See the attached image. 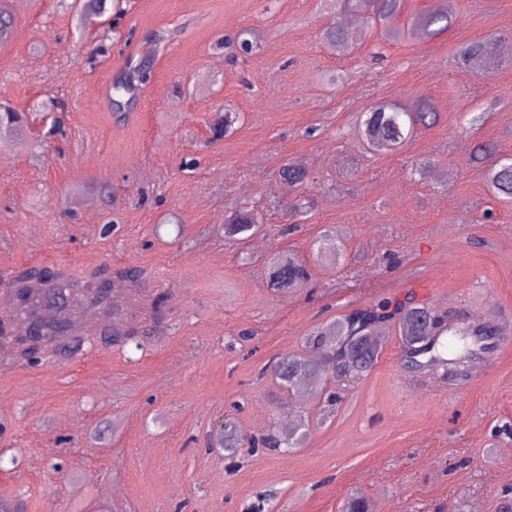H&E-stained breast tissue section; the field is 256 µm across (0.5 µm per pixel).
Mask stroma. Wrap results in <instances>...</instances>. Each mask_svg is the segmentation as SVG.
Masks as SVG:
<instances>
[{"mask_svg":"<svg viewBox=\"0 0 512 512\" xmlns=\"http://www.w3.org/2000/svg\"><path fill=\"white\" fill-rule=\"evenodd\" d=\"M8 3L0 105L29 125L0 154V279L48 269L82 288L133 268L140 285L112 305L129 337L85 306L78 353L0 359V499L24 512H341L358 494L373 512H512V204L470 161L483 142L512 157V0H449L455 22L428 42L358 25L344 56L320 37L333 19L321 0H127L90 24L74 0ZM246 27L263 35L257 54L220 47ZM481 39L497 50L488 78L456 55ZM130 55L152 79L119 111L108 95ZM421 95L439 123L367 153L360 113ZM228 108L241 120L213 138ZM57 119L64 135L50 133ZM288 162L308 189L287 187ZM304 192L310 215L282 210ZM244 204L268 231L225 237ZM281 250L309 265L307 285L268 288ZM408 296L490 313L488 371L447 388L404 370L392 335L327 421L319 397L265 373L314 327ZM299 411L311 426L288 454L231 461L211 445L221 417L248 437L256 416L276 427Z\"/></svg>","mask_w":512,"mask_h":512,"instance_id":"35a3bbf8","label":"stroma"}]
</instances>
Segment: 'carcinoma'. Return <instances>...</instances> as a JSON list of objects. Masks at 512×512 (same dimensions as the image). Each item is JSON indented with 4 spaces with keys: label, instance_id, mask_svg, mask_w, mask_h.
<instances>
[{
    "label": "carcinoma",
    "instance_id": "1",
    "mask_svg": "<svg viewBox=\"0 0 512 512\" xmlns=\"http://www.w3.org/2000/svg\"><path fill=\"white\" fill-rule=\"evenodd\" d=\"M336 13L361 16L380 28L383 41L394 43L405 38L431 40L448 31L454 22L448 6L435 0L430 7L410 16L407 24L396 26L393 19L404 9V0H331ZM322 38L329 48L344 54L352 46L350 35L341 22L329 23L322 28ZM459 57L470 72L486 77L492 65V46L489 41H477L461 46ZM149 68L140 62L127 60L123 77L112 83V93L133 100L146 84ZM3 121L0 135L17 133L23 127L21 114L0 106ZM438 122V111L425 97L417 98L410 106L380 101L364 112L359 133L369 150L384 152L404 147L419 128H428ZM282 176L291 185H305L308 173L293 164L281 168ZM489 183L493 193L501 200L512 201V158H502L490 165ZM259 218L248 206L233 211L224 220V234L245 239L258 232ZM269 288L282 291L306 284L311 274L306 264L291 251H279L271 258L266 273ZM437 313L433 307L411 298L403 301L383 299L364 308L340 316L326 327L313 329L305 340L306 353L288 354L272 369V376L283 391L295 392L307 384L324 386L330 380L349 390L367 376L377 364L382 345L379 333L387 326L398 327L402 358L413 364V370L428 377L456 384L455 374L463 369V361L481 356L492 350L485 339V319L466 311L457 317L431 326L429 316ZM461 335L466 342L461 353L448 356L445 336ZM309 421L300 417L285 419L275 430L259 436L243 437L236 424L228 421L221 437L224 452L230 456L243 448L255 451L263 448L270 452H286L301 446L306 438Z\"/></svg>",
    "mask_w": 512,
    "mask_h": 512
}]
</instances>
